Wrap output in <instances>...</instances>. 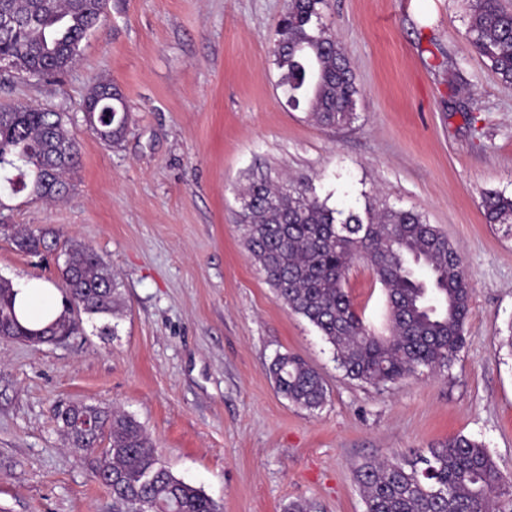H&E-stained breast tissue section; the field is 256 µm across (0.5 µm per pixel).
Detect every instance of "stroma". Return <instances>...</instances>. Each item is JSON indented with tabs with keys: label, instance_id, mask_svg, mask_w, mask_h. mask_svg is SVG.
<instances>
[{
	"label": "stroma",
	"instance_id": "obj_1",
	"mask_svg": "<svg viewBox=\"0 0 512 512\" xmlns=\"http://www.w3.org/2000/svg\"><path fill=\"white\" fill-rule=\"evenodd\" d=\"M286 0H108L80 59L55 79L0 61V105L66 112L80 165L66 201L0 192V222L46 232L31 256L0 233V277L60 284L80 243L116 274L114 336L83 319L62 343L0 338V512H112L92 454L68 448L54 413L117 407L162 462L223 512H365L370 459L453 436L482 442L512 477V235L487 223L485 193L512 196V88L468 40L469 0H327L323 21L360 90L350 126L288 104L274 48ZM121 90L123 140L83 118L93 84ZM306 180L329 206L412 210L460 250L473 289L451 367L394 383L348 378L331 346L280 302L248 252L238 214L249 182ZM345 289L382 327L384 290L365 261ZM324 377L309 412L278 394L280 354Z\"/></svg>",
	"mask_w": 512,
	"mask_h": 512
}]
</instances>
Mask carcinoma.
Instances as JSON below:
<instances>
[{"mask_svg": "<svg viewBox=\"0 0 512 512\" xmlns=\"http://www.w3.org/2000/svg\"><path fill=\"white\" fill-rule=\"evenodd\" d=\"M325 0H288L277 23L275 49L288 103L304 102L318 124L351 122L359 94L349 60L322 23ZM107 0H0V16L15 19L0 29V59L43 78L65 73L79 45L105 16ZM469 38L505 88H512V11L502 0H471ZM87 123L100 138L118 142L127 131L120 89L94 84L84 101ZM64 112L0 108V181L11 193L55 202L67 191L79 163V145ZM482 206L487 223L512 235V197L491 191ZM245 244L278 300L312 324L332 345L345 375L369 384L394 383L421 370L450 368L466 341L472 288L458 249L423 215L373 205L363 212L333 209L308 184L253 181L244 193ZM16 248L50 250L46 235L12 229ZM60 290L64 310L41 328L24 325L15 310L11 281L0 277V338L33 344L79 331L81 315L107 320L117 335L122 299L112 269L92 249L74 243L64 251ZM366 260L386 297V323L378 331L356 312L345 289L352 263ZM269 374L276 391L310 412L327 396L321 374L302 359L280 354ZM71 418L98 422L94 435L61 425L76 452L99 450L96 473L111 487L112 512H220L201 488L176 477L160 460L143 426L124 412L73 403ZM370 460L355 477L365 512H512V480L502 475L485 446L456 436L427 454Z\"/></svg>", "mask_w": 512, "mask_h": 512, "instance_id": "carcinoma-1", "label": "carcinoma"}]
</instances>
